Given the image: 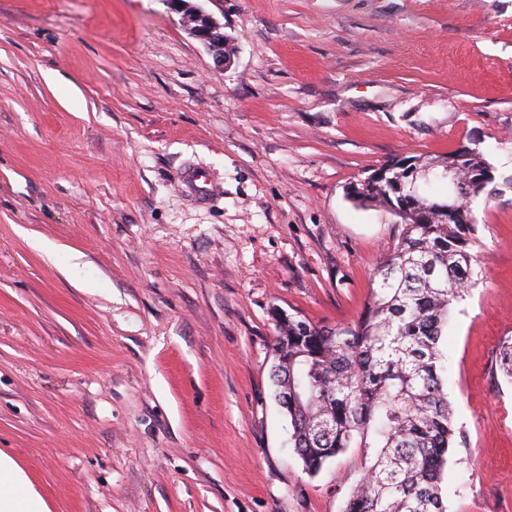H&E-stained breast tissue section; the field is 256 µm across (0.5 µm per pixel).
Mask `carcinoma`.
<instances>
[{
	"label": "carcinoma",
	"mask_w": 512,
	"mask_h": 512,
	"mask_svg": "<svg viewBox=\"0 0 512 512\" xmlns=\"http://www.w3.org/2000/svg\"><path fill=\"white\" fill-rule=\"evenodd\" d=\"M382 164L350 197L401 219L394 251L350 325L325 327L275 317L272 373L304 470L317 474L346 448L371 458L344 512H446L440 483L448 451L464 440L441 374L439 342L451 307L472 285L476 224L471 178L494 169L476 149L450 155L437 171L407 158Z\"/></svg>",
	"instance_id": "1"
}]
</instances>
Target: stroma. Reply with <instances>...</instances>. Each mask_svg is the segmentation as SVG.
Masks as SVG:
<instances>
[{
  "instance_id": "stroma-1",
  "label": "stroma",
  "mask_w": 512,
  "mask_h": 512,
  "mask_svg": "<svg viewBox=\"0 0 512 512\" xmlns=\"http://www.w3.org/2000/svg\"><path fill=\"white\" fill-rule=\"evenodd\" d=\"M195 2L229 65L170 0H0V452L49 512H344L370 458L305 473L273 311L357 320L401 225L346 186L470 148L441 491L512 512V0ZM173 4L185 14L191 33L203 42L213 53L215 61L224 67L231 61L232 53L227 51L229 41L224 35V26L203 7L189 0H172Z\"/></svg>"
}]
</instances>
